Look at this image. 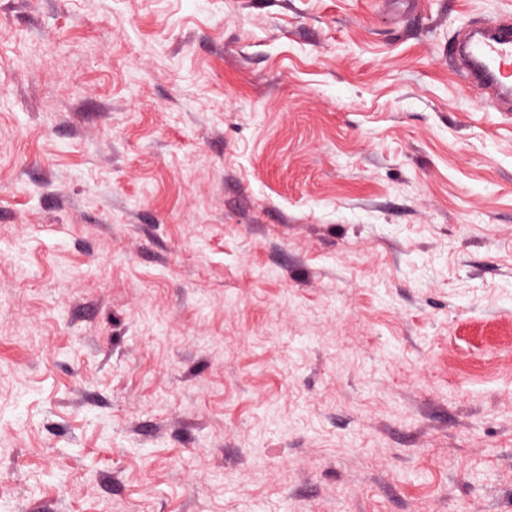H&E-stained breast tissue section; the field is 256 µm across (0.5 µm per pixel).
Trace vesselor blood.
I'll use <instances>...</instances> for the list:
<instances>
[{
    "label": "vessel or blood",
    "instance_id": "obj_1",
    "mask_svg": "<svg viewBox=\"0 0 512 512\" xmlns=\"http://www.w3.org/2000/svg\"><path fill=\"white\" fill-rule=\"evenodd\" d=\"M450 55L462 78L502 111L512 110V20L500 18L459 34Z\"/></svg>",
    "mask_w": 512,
    "mask_h": 512
}]
</instances>
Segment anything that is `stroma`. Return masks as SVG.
<instances>
[{"label":"stroma","instance_id":"stroma-1","mask_svg":"<svg viewBox=\"0 0 512 512\" xmlns=\"http://www.w3.org/2000/svg\"><path fill=\"white\" fill-rule=\"evenodd\" d=\"M512 0H0V512H512ZM450 55L459 75L479 86L502 111L512 108V22L499 18L458 35Z\"/></svg>","mask_w":512,"mask_h":512}]
</instances>
